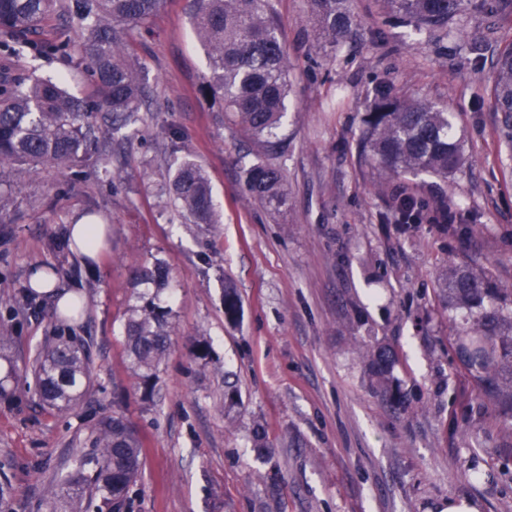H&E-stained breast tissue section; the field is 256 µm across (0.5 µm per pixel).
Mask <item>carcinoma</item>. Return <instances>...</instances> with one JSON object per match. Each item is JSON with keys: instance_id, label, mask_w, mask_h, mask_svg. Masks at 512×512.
<instances>
[{"instance_id": "1", "label": "carcinoma", "mask_w": 512, "mask_h": 512, "mask_svg": "<svg viewBox=\"0 0 512 512\" xmlns=\"http://www.w3.org/2000/svg\"><path fill=\"white\" fill-rule=\"evenodd\" d=\"M56 0H0V35L13 37L4 47L12 54L70 55L66 42L31 39ZM391 12L417 28L448 34L470 0H384ZM164 0H81L86 69L97 98L88 103L67 92L59 80H34L17 90L0 84V181L5 168L16 163L51 164L69 168L98 151L97 122L117 131L141 120L149 92L139 80L135 59L127 51L122 26L146 21ZM318 35L331 45L353 34L350 0H306ZM477 7L497 16L512 15V0H478ZM192 24L209 61L204 95L224 103L231 115L264 149L244 169L251 197L274 213L288 209V189L280 167L269 156L283 148L278 134L289 93L288 50L268 0H194ZM494 111L501 114L500 137L512 152V42L495 57L489 87ZM364 151L382 172L431 173L442 178L459 168L462 139L456 137L453 115L427 98L392 96L389 85L379 86L373 107L365 116ZM170 194L194 224H217L210 180L191 159L178 166L170 179ZM449 214L440 203L429 210L414 187L397 198L395 216L415 226ZM140 284L156 290L168 286V270L157 261L133 272ZM441 289L454 311L453 346L461 367L481 397L512 420V286H503L488 268L478 271L455 261L440 275ZM172 309L153 295H138L126 322L130 365L152 396L168 347ZM363 354L379 392L397 397L392 372L396 354L383 345H366ZM29 370L39 399L60 412L75 409L93 386L94 359L88 340L71 333L45 337ZM93 451L75 457L73 468L56 474L47 495L49 512H82L85 497H99L119 512L142 469L143 446L134 426L122 415L101 417L91 432Z\"/></svg>"}]
</instances>
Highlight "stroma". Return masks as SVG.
I'll return each instance as SVG.
<instances>
[{
  "instance_id": "obj_1",
  "label": "stroma",
  "mask_w": 512,
  "mask_h": 512,
  "mask_svg": "<svg viewBox=\"0 0 512 512\" xmlns=\"http://www.w3.org/2000/svg\"><path fill=\"white\" fill-rule=\"evenodd\" d=\"M288 49L291 92L275 163L288 209L247 196L242 164L258 144L201 93L207 56L190 0H166L127 42L153 95L142 123L103 131L112 151L69 170L17 164L0 184L1 354L24 366L59 330L92 341L94 388L60 413L41 405L30 376L0 394V484L8 512H46L53 476L90 449L93 424L118 413L143 442V470L120 512H441L452 498L479 512H512V429L482 401L448 342L453 329L438 276L449 261L491 267L512 285V155L498 135L479 39L512 16L466 9L444 38L390 16L383 0H352L354 34L317 39L304 0H270ZM38 40L68 41L70 57L0 50V84L65 77L92 92L78 48L75 0H61ZM401 99L447 104L463 162L447 179L388 178L360 154L364 118L381 83ZM207 172L221 221L193 224L169 177L185 158ZM416 185L427 207L453 203L447 230L391 215ZM90 213L110 227L96 257L54 247ZM164 260L170 346L152 399L131 372L125 324L140 291L134 267ZM83 312L46 319L16 303L36 270ZM241 301L224 316V285ZM391 347L400 400L375 392L362 345Z\"/></svg>"
}]
</instances>
